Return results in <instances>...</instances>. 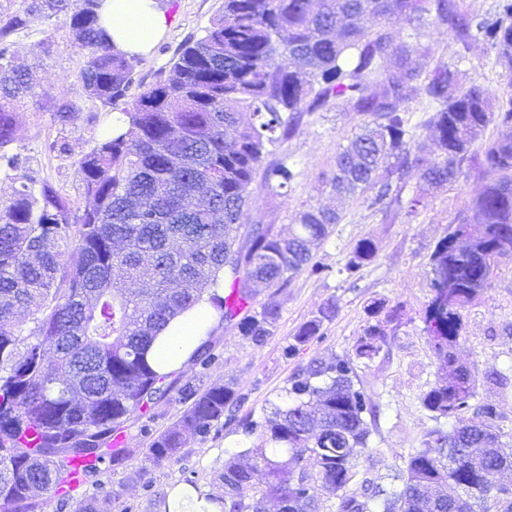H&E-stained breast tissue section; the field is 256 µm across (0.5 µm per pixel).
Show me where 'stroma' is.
<instances>
[{"mask_svg": "<svg viewBox=\"0 0 512 512\" xmlns=\"http://www.w3.org/2000/svg\"><path fill=\"white\" fill-rule=\"evenodd\" d=\"M221 5L222 0H171L165 35L141 55L135 69L137 90L154 81L188 38L204 35ZM48 37L55 42V52L39 62L34 78L40 90L79 101L81 111L63 126L52 113L29 105L18 107L14 113L16 140L10 150L24 158L23 173L50 182L73 207L81 209L86 198L78 160L110 133L121 113L85 95V57L72 47L64 18L33 22L12 39L18 52L29 56ZM495 56L487 38L473 41L460 66L463 84L478 81L498 92L511 89L512 79L496 65ZM365 121L356 112L305 116L298 133L274 152L276 160L293 169L294 180L276 193L262 181L253 183L244 224L260 223L284 236L299 212L309 206L339 207L342 219L313 253L314 263L323 268L321 274L302 271L281 288L255 285V306L270 304L280 311L273 336L256 346L239 334L234 323L224 324L213 336L223 359L203 380L207 387L232 385L244 398L237 415H258L279 401L294 373L310 361L352 355L364 327L384 323L387 345L382 353L371 363L355 365L358 386L380 406L370 425L369 449L359 459L349 485L355 492L365 482L399 485L408 449L424 448L429 432L437 426L423 405L424 395L442 377L423 321L432 296L429 258L483 186L476 173H469L453 186L431 191L417 215L402 209L391 220L359 200L337 203L322 191L319 179L331 173L337 151ZM57 140L67 143V151L53 150ZM364 239L374 243L375 257L355 277H348L345 266ZM330 298L337 305L335 320L324 325L319 336L297 345L294 356H284L283 349L294 343L298 328ZM394 308L401 309V322H386L387 312ZM463 319L465 330L455 346L456 356L472 374L476 402L502 407L501 426L512 447V260L500 264L490 286L466 307ZM141 424L135 417L123 429L127 448L123 461L112 465L98 483L80 487L67 499L42 496V512H76L83 502L92 504L93 512H155V497L180 484L188 474L194 475L198 488L223 498L224 486L218 476L225 459L239 454L241 434L218 425L207 440L189 439L180 457L156 466L148 458L149 440Z\"/></svg>", "mask_w": 512, "mask_h": 512, "instance_id": "stroma-1", "label": "stroma"}]
</instances>
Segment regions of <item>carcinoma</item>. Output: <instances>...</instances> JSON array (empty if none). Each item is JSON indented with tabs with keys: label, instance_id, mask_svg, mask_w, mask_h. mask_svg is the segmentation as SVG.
Instances as JSON below:
<instances>
[{
	"label": "carcinoma",
	"instance_id": "1",
	"mask_svg": "<svg viewBox=\"0 0 512 512\" xmlns=\"http://www.w3.org/2000/svg\"><path fill=\"white\" fill-rule=\"evenodd\" d=\"M12 2L0 0V161L14 183L0 205V506L40 512L36 491L68 494L98 482L123 459L125 449L112 446V438L135 415L146 417L149 458L161 466L188 437L207 438L227 406L244 401L229 384L186 383L187 409L172 426L152 431L177 376L154 371L147 350L171 317L207 291L220 320L236 321L246 339L262 345L273 335L280 312L254 310L252 284L281 288L308 267L320 272L310 266L312 251L341 217L308 207L286 238L242 218L256 178L275 192L294 179L289 166L266 158L305 115L334 109L369 121L337 153L322 185L340 197L362 196L377 212L401 204L409 172L421 181L414 213L431 189L458 182L465 162L481 156L482 191L430 258L432 282L451 299L435 293L424 312L445 371L423 405L451 428L433 429L426 448L409 454L401 489L373 484L362 500L345 493L368 448L366 415H376L355 385L353 360L372 361L387 344L381 324H369L354 357L310 363L291 378L284 404L258 420L250 413L234 420L252 463L224 462V512H266L270 500L282 512H321L314 484L339 496L337 512H454L447 495L437 493L450 482L472 505L494 491L502 512H512V492L483 476L512 468L498 424L503 414L472 404L474 392L464 388L471 374L454 355L464 309L512 253V93L465 87L457 68L433 64L417 49L440 26L455 30L465 51L481 35L512 74V0L485 14L464 12L456 0H223L205 34L187 40L135 96L138 55L112 45L100 22L102 0H26L21 12L11 10ZM58 16L87 54L86 96L122 107L128 124L80 158L87 199L81 211L52 184L12 175L23 159L7 152L16 137L13 112L25 100L62 125L81 112L76 100L37 91L30 79L35 63L9 40ZM364 17L377 26H363ZM396 18L411 30L399 44L387 29ZM410 92L433 106L435 152L413 143L400 107ZM373 258L372 242L360 241L348 275ZM226 285L239 305L218 293ZM336 311V301L327 300L284 355L319 335ZM220 358L205 341L190 363L195 377ZM470 413L484 421L470 423ZM258 469L265 474L259 490Z\"/></svg>",
	"mask_w": 512,
	"mask_h": 512
}]
</instances>
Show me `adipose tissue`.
<instances>
[{"mask_svg":"<svg viewBox=\"0 0 512 512\" xmlns=\"http://www.w3.org/2000/svg\"><path fill=\"white\" fill-rule=\"evenodd\" d=\"M100 14L114 43L121 49L145 51L167 28V15L153 0H103ZM219 324V315L208 299L177 315L160 331L148 354V362L162 374L187 365L210 329ZM220 502L197 490L175 486L168 489L156 512H222Z\"/></svg>","mask_w":512,"mask_h":512,"instance_id":"adipose-tissue-1","label":"adipose tissue"}]
</instances>
